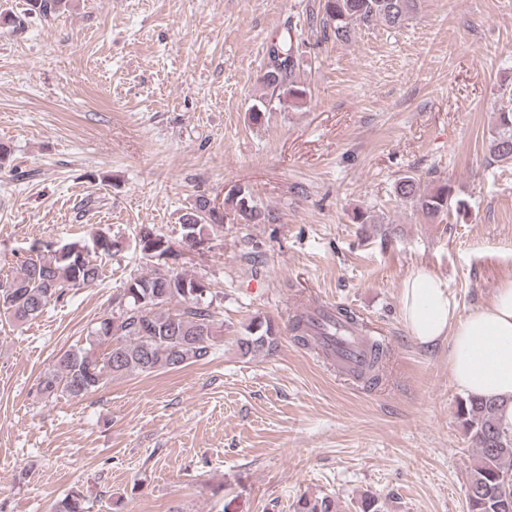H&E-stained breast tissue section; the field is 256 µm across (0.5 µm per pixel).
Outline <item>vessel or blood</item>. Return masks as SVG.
I'll return each instance as SVG.
<instances>
[{"label":"vessel or blood","instance_id":"vessel-or-blood-1","mask_svg":"<svg viewBox=\"0 0 512 512\" xmlns=\"http://www.w3.org/2000/svg\"><path fill=\"white\" fill-rule=\"evenodd\" d=\"M307 313L316 334L317 354L339 376H357L370 357L371 342L366 332L339 322L334 307L325 303L314 304Z\"/></svg>","mask_w":512,"mask_h":512}]
</instances>
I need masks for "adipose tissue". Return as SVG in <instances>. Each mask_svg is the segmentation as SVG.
Masks as SVG:
<instances>
[{
  "instance_id": "ef3b65f1",
  "label": "adipose tissue",
  "mask_w": 512,
  "mask_h": 512,
  "mask_svg": "<svg viewBox=\"0 0 512 512\" xmlns=\"http://www.w3.org/2000/svg\"><path fill=\"white\" fill-rule=\"evenodd\" d=\"M399 300L409 335L423 347L449 341V369L459 392L497 401L501 425L512 430V279L463 315L447 279L422 266L404 279Z\"/></svg>"
}]
</instances>
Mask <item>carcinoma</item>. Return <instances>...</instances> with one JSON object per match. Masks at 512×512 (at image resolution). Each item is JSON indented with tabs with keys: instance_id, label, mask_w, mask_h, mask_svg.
<instances>
[{
	"instance_id": "carcinoma-1",
	"label": "carcinoma",
	"mask_w": 512,
	"mask_h": 512,
	"mask_svg": "<svg viewBox=\"0 0 512 512\" xmlns=\"http://www.w3.org/2000/svg\"><path fill=\"white\" fill-rule=\"evenodd\" d=\"M67 4L68 0H28L27 15L46 21L66 9ZM419 6L420 0H321V18L315 21L319 41L348 43L361 24L400 28L415 16ZM267 56L259 77L262 87L283 106L303 103L310 89L297 80L299 62L292 40L271 42ZM489 152L495 161L512 165V108L498 114L490 133ZM395 193L432 223L462 205L446 180L428 187L420 178L405 175L396 181ZM276 221V214L260 205L245 185L227 191L220 208L206 196L197 197L180 218L183 235L194 243L206 241L208 231L219 224ZM135 245L148 261L170 251L168 240L150 224L141 225ZM101 275L100 264L85 247L65 244L47 257L28 259L12 279L0 281V311L15 323L31 322L69 290L90 287ZM209 295L211 291L202 281L168 265L132 278L112 298L111 312L101 316L89 332V347L57 356L41 376L39 391L47 397H78L115 377L152 374L210 360L219 330ZM292 332L299 344H314L306 319H296ZM278 343V327L269 319H256L238 348L241 354L254 356L276 350ZM98 345L105 346L100 354L95 352ZM384 357V346L374 344L361 373L369 384L379 383ZM497 413L498 405L491 400L465 398L457 406V419L476 450L466 487L468 512H512V432L501 427ZM50 512H86L85 496L72 488L53 502ZM294 512H337V505L327 495L303 494Z\"/></svg>"
}]
</instances>
